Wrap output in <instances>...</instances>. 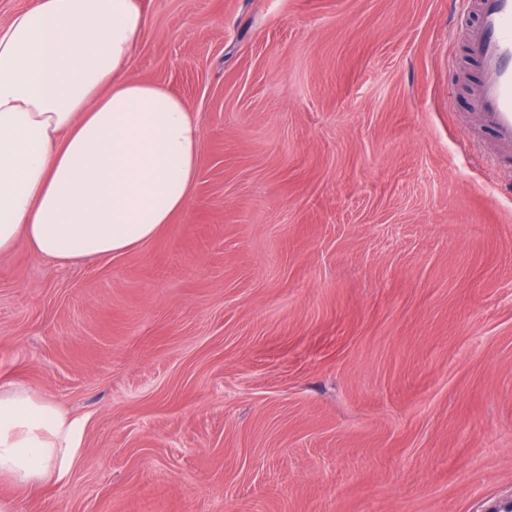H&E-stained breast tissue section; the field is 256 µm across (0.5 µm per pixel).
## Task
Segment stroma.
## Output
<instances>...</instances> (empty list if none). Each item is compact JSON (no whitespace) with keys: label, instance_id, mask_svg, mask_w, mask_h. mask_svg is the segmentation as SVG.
Here are the masks:
<instances>
[{"label":"stroma","instance_id":"35a3bbf8","mask_svg":"<svg viewBox=\"0 0 512 512\" xmlns=\"http://www.w3.org/2000/svg\"><path fill=\"white\" fill-rule=\"evenodd\" d=\"M128 75L200 128L129 251L0 257V384L88 417L20 512H487L512 499V160L459 0H141Z\"/></svg>","mask_w":512,"mask_h":512}]
</instances>
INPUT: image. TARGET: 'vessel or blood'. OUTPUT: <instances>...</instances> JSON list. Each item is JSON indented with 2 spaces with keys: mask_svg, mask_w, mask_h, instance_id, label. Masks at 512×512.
I'll return each instance as SVG.
<instances>
[{
  "mask_svg": "<svg viewBox=\"0 0 512 512\" xmlns=\"http://www.w3.org/2000/svg\"><path fill=\"white\" fill-rule=\"evenodd\" d=\"M466 55L477 72L476 129L492 135L499 159L512 157V0H462Z\"/></svg>",
  "mask_w": 512,
  "mask_h": 512,
  "instance_id": "vessel-or-blood-1",
  "label": "vessel or blood"
}]
</instances>
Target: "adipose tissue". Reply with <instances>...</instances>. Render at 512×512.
Returning <instances> with one entry per match:
<instances>
[{
	"label": "adipose tissue",
	"instance_id": "ef3b65f1",
	"mask_svg": "<svg viewBox=\"0 0 512 512\" xmlns=\"http://www.w3.org/2000/svg\"><path fill=\"white\" fill-rule=\"evenodd\" d=\"M145 25L141 0H36L0 29V256L123 253L185 207L201 131L184 99L128 77ZM87 423L0 386V478L67 483Z\"/></svg>",
	"mask_w": 512,
	"mask_h": 512
}]
</instances>
